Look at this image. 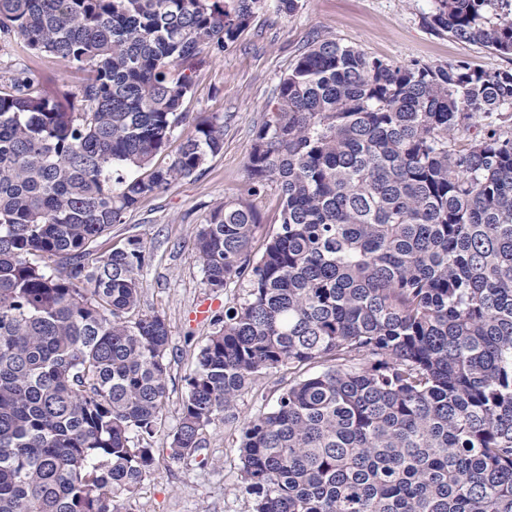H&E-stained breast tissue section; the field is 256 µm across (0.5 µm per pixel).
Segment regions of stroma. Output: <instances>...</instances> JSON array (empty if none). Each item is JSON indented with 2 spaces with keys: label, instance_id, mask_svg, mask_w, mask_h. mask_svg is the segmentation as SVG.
<instances>
[{
  "label": "stroma",
  "instance_id": "stroma-1",
  "mask_svg": "<svg viewBox=\"0 0 512 512\" xmlns=\"http://www.w3.org/2000/svg\"><path fill=\"white\" fill-rule=\"evenodd\" d=\"M432 9V0H305L294 15L286 16L270 5L235 43L196 70L184 108L223 121V150L191 178L142 200L105 237L110 245L137 237L152 255L140 275V308L159 313L169 326L163 433L179 423L195 355L211 330L209 320H195L197 306L215 299L226 308L244 294L240 288L216 293L207 287L193 253L194 229L216 204L241 197L253 133L281 77L308 41L330 33L369 56L396 63L465 61L476 68L512 69V57L433 30L425 22ZM26 67L61 93L83 78L55 58L30 56L20 39L0 40V84ZM237 438L236 426L223 423L200 455L173 460L160 453L155 471L124 497L122 512H251L252 498L238 476Z\"/></svg>",
  "mask_w": 512,
  "mask_h": 512
}]
</instances>
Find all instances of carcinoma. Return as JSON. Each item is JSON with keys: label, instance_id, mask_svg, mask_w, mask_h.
<instances>
[{"label": "carcinoma", "instance_id": "1", "mask_svg": "<svg viewBox=\"0 0 512 512\" xmlns=\"http://www.w3.org/2000/svg\"><path fill=\"white\" fill-rule=\"evenodd\" d=\"M267 0H0V37L85 74L0 85V512H121L154 470L169 329L139 310L150 255L99 253L139 201L224 147L189 119L207 48ZM427 23L512 56V0H433ZM512 70L395 64L327 35L276 87L244 197L194 236L211 318L171 456L238 424L252 512H512ZM274 183L280 223L246 198ZM276 404L235 413L277 373Z\"/></svg>", "mask_w": 512, "mask_h": 512}]
</instances>
